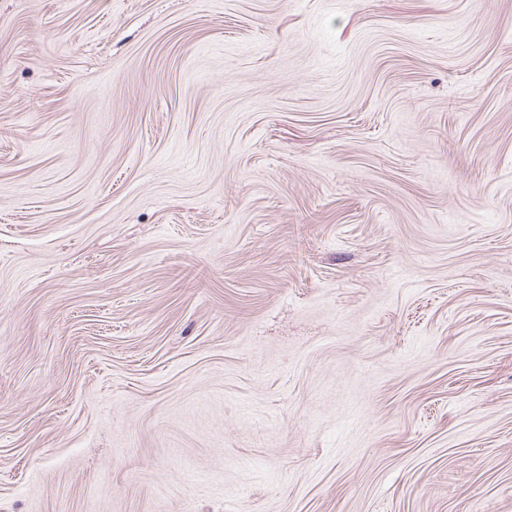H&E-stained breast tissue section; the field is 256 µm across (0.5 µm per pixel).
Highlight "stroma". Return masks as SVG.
I'll return each mask as SVG.
<instances>
[{
	"label": "stroma",
	"instance_id": "1",
	"mask_svg": "<svg viewBox=\"0 0 512 512\" xmlns=\"http://www.w3.org/2000/svg\"><path fill=\"white\" fill-rule=\"evenodd\" d=\"M0 512H512V0H0Z\"/></svg>",
	"mask_w": 512,
	"mask_h": 512
}]
</instances>
